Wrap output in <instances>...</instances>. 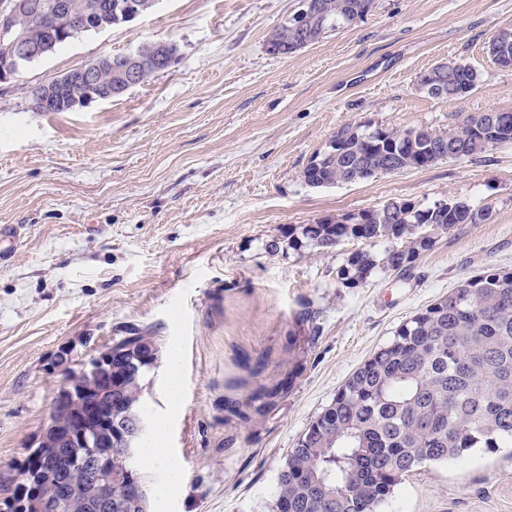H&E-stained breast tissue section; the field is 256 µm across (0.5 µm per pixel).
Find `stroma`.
<instances>
[{"instance_id": "obj_1", "label": "stroma", "mask_w": 512, "mask_h": 512, "mask_svg": "<svg viewBox=\"0 0 512 512\" xmlns=\"http://www.w3.org/2000/svg\"><path fill=\"white\" fill-rule=\"evenodd\" d=\"M297 8L158 0L0 86V225L20 230L0 260V476L49 420L56 351L72 347L81 363L140 328L179 353L177 368L152 372L145 400L183 479L146 473L150 512H271L289 448L397 326L482 267L512 269V143L359 183L304 178L349 124L444 129L457 112L512 110V70L487 52L512 25V0H375L318 43L269 55L267 35ZM159 41L178 45L177 60L121 96L33 108L30 90L47 78ZM448 60L480 74L465 98L418 87ZM448 199L489 216L438 238L403 276L339 284L357 240L266 249L324 217ZM381 512H512V448L422 466Z\"/></svg>"}]
</instances>
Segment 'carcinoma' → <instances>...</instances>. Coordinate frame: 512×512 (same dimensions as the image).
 Masks as SVG:
<instances>
[{"mask_svg": "<svg viewBox=\"0 0 512 512\" xmlns=\"http://www.w3.org/2000/svg\"><path fill=\"white\" fill-rule=\"evenodd\" d=\"M42 16L22 24L33 43L43 47L47 34L42 20L50 18L64 29L68 20L56 13L58 0H41ZM322 5L323 29L314 35L344 28L356 16L372 11L375 0H316ZM288 52L305 37L288 18L275 27ZM501 31L490 38L489 55L502 68L512 69V44L493 51ZM120 56L100 72L99 87L117 84ZM433 81L443 99H461L479 82L471 66L453 61L433 67ZM332 139L343 145L338 154L325 147L319 163L308 165L306 181L325 186L356 183L388 174L398 153L411 168H427L450 158L469 157L512 142V110L458 115L448 129L400 130L376 126L372 130L344 126ZM387 221L306 224L284 234L288 247L307 243L322 250L346 239L364 247L351 253L337 273L347 288L366 283L377 271L404 273L436 238L464 224L486 219V208L463 200L441 212L433 206L390 203ZM383 244V252L373 248ZM152 361L140 372L124 375L125 404L112 409L141 415L142 393ZM512 447V271L487 266L447 296L415 312L395 330L393 338L366 360L336 391V396L308 425L289 449L278 475L272 512L288 503L291 512H378L404 478L427 463L455 461L473 448ZM82 449L60 453L59 480H83L77 470ZM124 488L145 484L138 469L124 474L112 463V480ZM63 512H97L89 499L72 493Z\"/></svg>", "mask_w": 512, "mask_h": 512, "instance_id": "cac0c4a2", "label": "carcinoma"}]
</instances>
